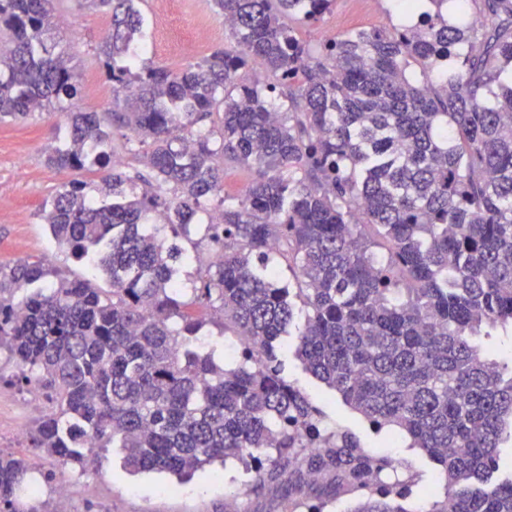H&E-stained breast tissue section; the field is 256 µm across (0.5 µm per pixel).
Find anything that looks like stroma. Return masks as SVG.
I'll use <instances>...</instances> for the list:
<instances>
[{"mask_svg":"<svg viewBox=\"0 0 512 512\" xmlns=\"http://www.w3.org/2000/svg\"><path fill=\"white\" fill-rule=\"evenodd\" d=\"M139 8L155 30L152 46L138 57L139 65L176 70L199 55L224 46L229 39L223 17L206 0H194L189 15L163 10L158 0H140ZM196 15L207 20L202 46L178 47L177 38ZM401 20L400 0H335L319 21L296 20L292 26L299 39L315 48L330 36L353 29L389 31ZM54 23L81 76V106L99 111L111 108L112 91L95 51L103 28L109 24L108 16L80 7L77 0H58ZM60 120L59 114L37 112L24 121H0V263L43 257L84 277L87 269L75 262L68 251L58 248L40 217L59 186L72 178L71 173L49 168L45 163L48 148L64 140L53 130ZM19 155L26 159L21 171L15 166ZM284 376L310 394L331 429L352 436L370 455L402 461L412 504L425 508L442 495L438 467L426 454L409 447L390 429L374 431L335 393L306 373L295 357L286 359ZM42 395L37 387L21 383L13 361L0 353V451L23 454L37 462L43 474L41 499L47 512H225V497L232 491L239 494V512H296L287 483L252 491L251 471L236 461L205 468L187 481L165 475L130 474L112 448L99 449L95 466L88 469L61 467L42 449L31 447L28 440L16 435L20 426L28 432L33 430L37 416L29 412L28 405ZM63 472L71 479L70 496L60 500L54 495V484Z\"/></svg>","mask_w":512,"mask_h":512,"instance_id":"1","label":"stroma"}]
</instances>
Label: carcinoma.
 <instances>
[{"instance_id":"obj_1","label":"carcinoma","mask_w":512,"mask_h":512,"mask_svg":"<svg viewBox=\"0 0 512 512\" xmlns=\"http://www.w3.org/2000/svg\"><path fill=\"white\" fill-rule=\"evenodd\" d=\"M55 2L0 0V119L58 110L67 142L47 164L95 167L109 193L69 181L43 216L91 277L0 266V347L47 395L32 446L83 468L91 442L132 474L179 479L235 460L254 490L286 472L290 487L332 479L347 512H420L398 464L328 430L282 376L293 336L312 377L437 464L427 512H512V360L493 348L512 333V0H402L407 23L318 49L284 19L317 21L334 0H209L232 42L138 72V0H78L110 17L102 112L78 104ZM256 61L281 104L279 84L237 82ZM219 109V133L198 126ZM115 124L147 173L111 166ZM226 165L256 172L239 195ZM215 201L221 223H201ZM197 231L218 259L186 284L194 256L176 241ZM205 310L242 337L237 357L200 341ZM35 472L0 452V512H41Z\"/></svg>"}]
</instances>
